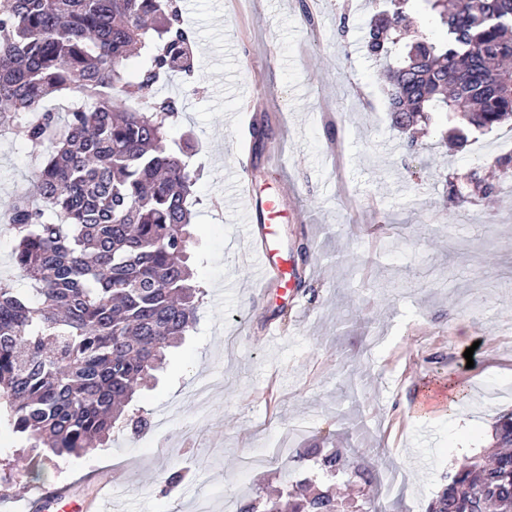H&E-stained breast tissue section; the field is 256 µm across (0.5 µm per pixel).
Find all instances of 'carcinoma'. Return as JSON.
I'll return each mask as SVG.
<instances>
[{
	"label": "carcinoma",
	"mask_w": 512,
	"mask_h": 512,
	"mask_svg": "<svg viewBox=\"0 0 512 512\" xmlns=\"http://www.w3.org/2000/svg\"><path fill=\"white\" fill-rule=\"evenodd\" d=\"M409 2L383 0L364 34L370 56L400 53L386 73L393 126L458 113L451 138L462 148L512 119V0H426L440 35L408 41ZM195 64L180 0H0V137L38 161L36 192L17 193L3 212L27 287L0 278V422L33 469L107 446L138 389L196 323L205 290L187 250L199 172L190 140L170 139L182 103L158 93L163 78L190 77ZM49 97L57 106L45 105ZM506 178L512 153L489 174L453 176V201L488 198ZM495 439L443 476L428 512H512V414ZM317 464L375 483L336 449ZM342 508L335 486L299 485L238 512Z\"/></svg>",
	"instance_id": "1"
}]
</instances>
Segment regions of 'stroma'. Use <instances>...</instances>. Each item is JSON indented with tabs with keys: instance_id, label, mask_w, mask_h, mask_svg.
Returning <instances> with one entry per match:
<instances>
[{
	"instance_id": "obj_1",
	"label": "stroma",
	"mask_w": 512,
	"mask_h": 512,
	"mask_svg": "<svg viewBox=\"0 0 512 512\" xmlns=\"http://www.w3.org/2000/svg\"><path fill=\"white\" fill-rule=\"evenodd\" d=\"M181 5L197 73L159 93L184 106L173 138L197 140L191 255L206 291L197 323L131 404L144 431L14 478L35 493L62 484L90 493L111 474L109 512H192L199 497L211 512H236L285 489L288 471L319 478L311 463L241 469L289 436L293 447L336 445L379 470V486L354 487L353 507L373 496L384 512H426L442 476L491 447L512 411V179L461 207L446 185L512 152V125L452 149L442 122L408 149L391 126L383 64L363 46L368 0ZM253 125L267 138L252 139ZM32 168L25 149L0 139V212L31 189ZM243 168L256 196L285 202L277 239L306 271L294 301L248 288L235 200ZM269 324L278 342L264 340ZM177 469L188 473L184 493L162 494L161 478Z\"/></svg>"
}]
</instances>
